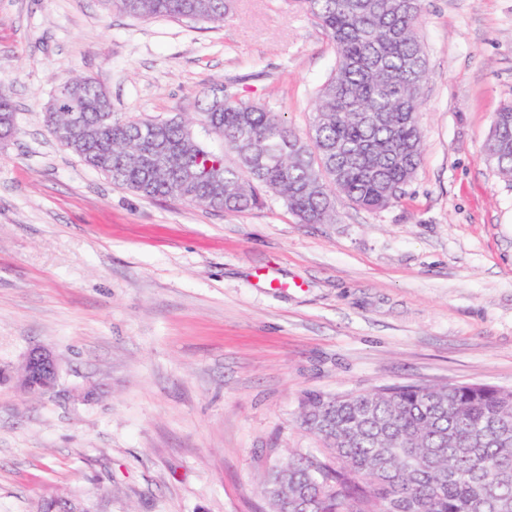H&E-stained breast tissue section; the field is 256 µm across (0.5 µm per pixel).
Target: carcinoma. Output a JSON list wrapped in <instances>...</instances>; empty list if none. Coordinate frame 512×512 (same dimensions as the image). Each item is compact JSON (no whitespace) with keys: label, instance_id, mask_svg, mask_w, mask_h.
<instances>
[{"label":"carcinoma","instance_id":"carcinoma-1","mask_svg":"<svg viewBox=\"0 0 512 512\" xmlns=\"http://www.w3.org/2000/svg\"><path fill=\"white\" fill-rule=\"evenodd\" d=\"M139 18L224 22L230 0H111ZM325 31L334 72L321 86L305 136L265 105L209 100L196 118L126 119L89 77L66 81L85 132L55 140L112 183L243 213L269 194L305 224L335 217L341 194L377 210L401 198L419 165V115L429 72L417 35L422 0H293ZM69 108L52 104L47 126ZM200 123L232 160L199 140ZM483 161L512 181V101L494 116ZM16 129L0 93V132ZM303 427L326 449L299 453L263 479L269 512H512V390L490 384L390 385L308 394Z\"/></svg>","mask_w":512,"mask_h":512}]
</instances>
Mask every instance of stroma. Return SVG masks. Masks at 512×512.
<instances>
[{"instance_id":"obj_1","label":"stroma","mask_w":512,"mask_h":512,"mask_svg":"<svg viewBox=\"0 0 512 512\" xmlns=\"http://www.w3.org/2000/svg\"><path fill=\"white\" fill-rule=\"evenodd\" d=\"M423 152L398 202L337 196L304 224L147 199L50 134L55 86L90 75L122 117L198 111L215 89L305 133L335 64L292 0H232L223 25L110 0H0V512H267L307 393L512 388V185L481 150L512 100V0H423ZM49 349L54 390L17 386Z\"/></svg>"}]
</instances>
